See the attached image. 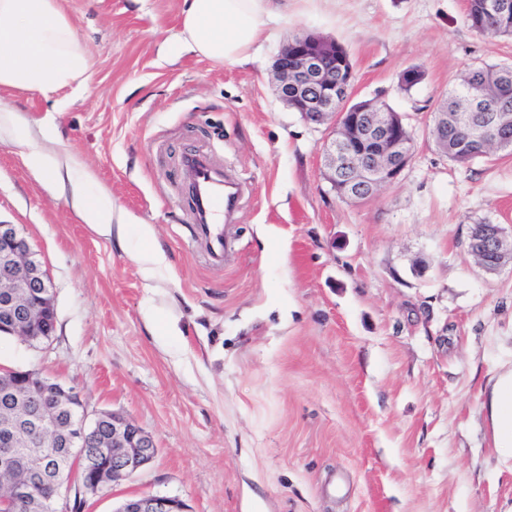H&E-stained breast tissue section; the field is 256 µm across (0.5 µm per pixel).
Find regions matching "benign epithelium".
I'll return each instance as SVG.
<instances>
[{
    "instance_id": "benign-epithelium-1",
    "label": "benign epithelium",
    "mask_w": 512,
    "mask_h": 512,
    "mask_svg": "<svg viewBox=\"0 0 512 512\" xmlns=\"http://www.w3.org/2000/svg\"><path fill=\"white\" fill-rule=\"evenodd\" d=\"M336 41L306 32L285 40L275 55V91L288 108L313 124H328L324 176L342 198L362 201L393 182L409 165L413 141L400 112L370 103L351 107L354 71L343 69ZM432 135L448 151V113L434 115ZM467 248L486 271L512 263V238L499 224H473ZM56 330L51 281L21 228L0 221V336L46 342ZM5 391L14 415L0 422V476L12 477V495L0 496V512L37 507L41 512H83L87 498L144 470L158 452L151 435L112 412L88 419L80 395L33 370H9ZM70 413L66 428L59 410ZM86 460L88 479L78 487L63 479L62 449ZM39 474L50 494L35 501L30 476ZM113 512H188L177 498H127Z\"/></svg>"
}]
</instances>
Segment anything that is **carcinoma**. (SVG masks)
Masks as SVG:
<instances>
[{
	"mask_svg": "<svg viewBox=\"0 0 512 512\" xmlns=\"http://www.w3.org/2000/svg\"><path fill=\"white\" fill-rule=\"evenodd\" d=\"M500 0H468L466 24L479 32L497 36L512 35V0L508 9L495 7ZM442 111L448 113V158L459 164H468L483 156L481 145L469 133V125L459 113L473 112L472 120L480 119V112H498L505 123L497 129L503 142L502 150L512 151V73L505 74L498 64L470 68L450 91Z\"/></svg>",
	"mask_w": 512,
	"mask_h": 512,
	"instance_id": "cac0c4a2",
	"label": "carcinoma"
}]
</instances>
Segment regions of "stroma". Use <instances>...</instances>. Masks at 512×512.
<instances>
[{"label":"stroma","mask_w":512,"mask_h":512,"mask_svg":"<svg viewBox=\"0 0 512 512\" xmlns=\"http://www.w3.org/2000/svg\"><path fill=\"white\" fill-rule=\"evenodd\" d=\"M89 56L80 89L0 87L33 144L67 163L111 234L0 131V220L55 293L56 332L0 337V367L35 370L151 435L141 473L89 497H175L190 512H512V455L487 401L512 369V265L485 272L470 225L512 233V153L467 165L436 148L458 75L512 66V38L465 22L467 0H293L262 59L219 64L177 41L184 0H62ZM339 42L353 101L406 113L414 153L364 203L323 176L328 126L277 97L289 35ZM423 74L402 90L400 74ZM243 195L212 260L186 155ZM153 235L140 237L141 225ZM162 250L145 276L134 259ZM83 217L86 224L98 232H107L112 225V203L97 202L89 203L83 201L81 203Z\"/></svg>","instance_id":"35a3bbf8"}]
</instances>
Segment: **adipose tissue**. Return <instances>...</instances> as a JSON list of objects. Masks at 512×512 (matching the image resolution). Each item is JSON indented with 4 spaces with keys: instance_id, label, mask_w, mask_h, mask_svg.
<instances>
[{
    "instance_id": "obj_1",
    "label": "adipose tissue",
    "mask_w": 512,
    "mask_h": 512,
    "mask_svg": "<svg viewBox=\"0 0 512 512\" xmlns=\"http://www.w3.org/2000/svg\"><path fill=\"white\" fill-rule=\"evenodd\" d=\"M178 38L223 64L255 59L284 16L283 0H185ZM89 58L61 0H0V87L50 96L80 86ZM496 447L512 452V370L489 401Z\"/></svg>"
}]
</instances>
